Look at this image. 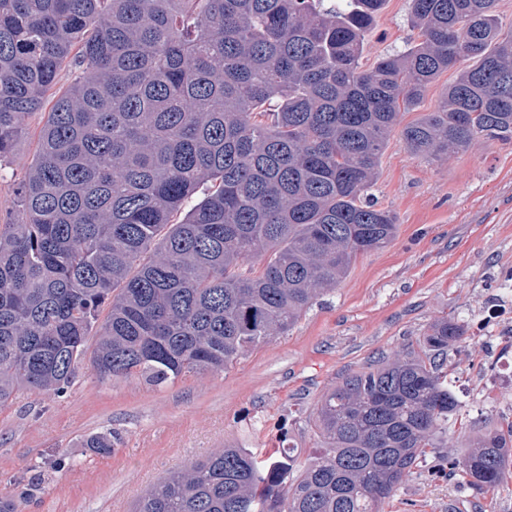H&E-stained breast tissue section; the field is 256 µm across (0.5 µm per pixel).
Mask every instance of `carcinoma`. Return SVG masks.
<instances>
[{
    "label": "carcinoma",
    "mask_w": 512,
    "mask_h": 512,
    "mask_svg": "<svg viewBox=\"0 0 512 512\" xmlns=\"http://www.w3.org/2000/svg\"><path fill=\"white\" fill-rule=\"evenodd\" d=\"M386 0H0V162L51 106L17 217L0 224V410L102 379L224 371L389 244L369 197L397 137L442 160L512 142V31L497 0H408L417 38L363 67ZM436 108L401 124L447 71ZM436 320L322 395L319 446L224 448L134 512H380L428 448L477 490L512 481V423L459 450ZM83 447L106 454L112 436Z\"/></svg>",
    "instance_id": "1"
}]
</instances>
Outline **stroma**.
<instances>
[{"mask_svg":"<svg viewBox=\"0 0 512 512\" xmlns=\"http://www.w3.org/2000/svg\"><path fill=\"white\" fill-rule=\"evenodd\" d=\"M407 0H387L368 37L365 65L416 38ZM43 114L0 164V224L35 156ZM398 219L395 239L360 255L335 288L318 296L287 333L251 349L221 373L190 374L165 386L102 380L83 365L63 396L28 393L0 411V495L15 512H133L170 472L230 446L258 458L290 445L315 447L313 414L347 373L380 355L417 345L436 318L464 324L467 339L449 349L448 382L461 405L448 426L456 446L512 422V367L492 366L490 344L512 348V142L426 161L391 141L372 189ZM294 420L289 440L281 419ZM111 431V453L94 454L83 437ZM428 449L381 512H512V482L475 490L439 471ZM63 471H55L59 458ZM40 467L33 498L21 489Z\"/></svg>","mask_w":512,"mask_h":512,"instance_id":"35a3bbf8","label":"stroma"}]
</instances>
